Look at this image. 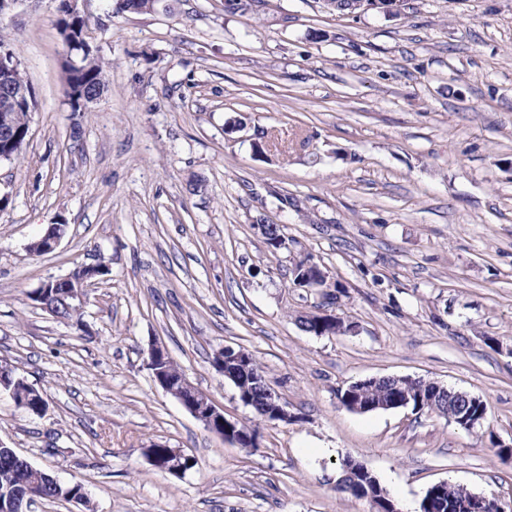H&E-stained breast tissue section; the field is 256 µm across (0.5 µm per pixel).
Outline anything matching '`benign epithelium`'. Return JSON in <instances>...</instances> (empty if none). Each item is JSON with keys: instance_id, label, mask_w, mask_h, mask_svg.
I'll list each match as a JSON object with an SVG mask.
<instances>
[{"instance_id": "7a95c632", "label": "benign epithelium", "mask_w": 512, "mask_h": 512, "mask_svg": "<svg viewBox=\"0 0 512 512\" xmlns=\"http://www.w3.org/2000/svg\"><path fill=\"white\" fill-rule=\"evenodd\" d=\"M80 0H62L61 12L75 22L81 24L78 35H68L66 45L77 49L91 48L88 17L78 8ZM327 8L331 11L346 6L350 14L365 13L369 10H378L387 15H396L404 5V0H325ZM19 67V61L10 50L0 49V142L4 143V152H0V161L10 156L11 147L14 144L12 116L14 111L23 105L28 97V91L24 88H14L8 79ZM261 235L269 246L281 248L286 245V237L279 224L262 222L258 225ZM66 225L50 224L43 237L30 245V250L35 253L45 254L53 251L65 234ZM110 268L107 264L99 262L93 265H82L64 277L54 278L43 282L34 292L32 300L42 309L56 319H63L59 305H64L69 310H81L87 301L88 288L95 281L108 275ZM325 273L311 278L294 271L293 282L298 288H320L325 283ZM168 351L160 343L150 345L148 349L146 366L151 372L152 379L163 391L174 397L195 419L200 421L208 430L217 434L224 441L232 445H241L238 436L233 431L234 420L225 416L224 408L216 404L207 394L195 390L187 377L183 374L173 378L166 368H161L158 363L167 361ZM218 360L213 365L224 378L237 385L239 380L236 371H227L225 362H230L243 369H248L249 359L236 349L226 346L217 352ZM21 382L17 376L15 366L8 361H0V391L9 393L15 404L25 410L29 409L31 396L40 395L39 390H33V395L27 396L16 392L15 384ZM437 392L443 393L448 400L459 405L456 411L449 415V421L457 426L472 430L482 424V418L467 408V404L480 402L476 396L461 392L436 383ZM263 402L267 415L274 421L291 422L295 417L288 412V405L275 393L268 383H263ZM14 461L28 472V476L21 484V491L9 498L8 502L0 500V512H29L32 503L38 501L46 488L54 489L57 496L69 501L72 486L62 484L49 472L33 466L27 459L20 456L14 449H8ZM192 456L180 449L173 451L168 461L163 463L165 470L182 475L187 471V463Z\"/></svg>"}]
</instances>
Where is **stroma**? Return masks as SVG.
<instances>
[{
  "mask_svg": "<svg viewBox=\"0 0 512 512\" xmlns=\"http://www.w3.org/2000/svg\"><path fill=\"white\" fill-rule=\"evenodd\" d=\"M106 64L85 111L65 92L59 0L0 17L35 96L21 155L0 161V359L43 414L0 394V441L93 512H375L339 488L344 457L397 505L440 481L512 512V0H406L342 16L322 0H160L149 14L83 0ZM282 225L270 249L257 223ZM67 233L30 253L47 225ZM311 256L324 287H294ZM105 261L84 328L31 294ZM330 312L355 332L317 336ZM162 343L245 449L157 387ZM250 353L295 414L259 418L213 365ZM479 397L468 431L409 408L358 414L337 392L372 377ZM195 456L181 477L146 448Z\"/></svg>",
  "mask_w": 512,
  "mask_h": 512,
  "instance_id": "stroma-1",
  "label": "stroma"
}]
</instances>
